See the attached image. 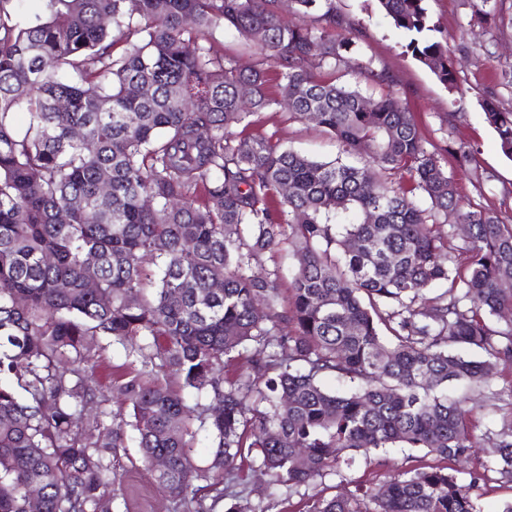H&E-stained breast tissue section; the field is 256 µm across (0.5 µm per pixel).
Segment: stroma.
I'll return each instance as SVG.
<instances>
[{"label": "stroma", "instance_id": "stroma-1", "mask_svg": "<svg viewBox=\"0 0 512 512\" xmlns=\"http://www.w3.org/2000/svg\"><path fill=\"white\" fill-rule=\"evenodd\" d=\"M342 14L360 21L368 53L376 64L392 70L407 92V103L414 113L423 138L437 149L444 150L456 142L469 143L476 152L480 170L492 174L489 185L479 186L470 168L448 161L445 169L460 186L463 204L487 208L500 217L512 219V160L500 149L496 133L488 126L478 104L488 90H497L505 104H512V86H502L501 72L512 68V0H504L503 24L472 26L469 0H428L431 17L439 26L455 59L461 89H447L426 68L405 51L406 40L380 12L376 0H335ZM494 47V59H486V47ZM247 134L271 139L282 147L292 148L309 156L334 160L338 153L335 138L315 124L290 120L275 110L255 113ZM490 391L499 392L490 407L474 410L470 428L480 438L470 463L459 468L457 478L469 483L472 472L484 477L475 489L483 512H501L505 502L512 500V481L500 474L484 471L483 466L495 455L494 448L484 440L485 434L512 427V367L501 368L491 376ZM434 456L410 448H388L370 457H356L350 468L341 472H325L309 484L269 489L266 478L248 479L251 458L236 460L234 472L246 476L239 497L223 493L220 487L207 486L201 494L213 512H228L234 503L261 505L265 512H311L314 503L336 494L340 481L350 485L379 484L396 471L435 464ZM123 466L122 493L116 496L114 512H188L187 506L163 495L157 488L152 471L146 469L137 448H127L121 455Z\"/></svg>", "mask_w": 512, "mask_h": 512}]
</instances>
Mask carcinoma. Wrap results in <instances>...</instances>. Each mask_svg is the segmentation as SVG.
Listing matches in <instances>:
<instances>
[{
    "label": "carcinoma",
    "instance_id": "1",
    "mask_svg": "<svg viewBox=\"0 0 512 512\" xmlns=\"http://www.w3.org/2000/svg\"><path fill=\"white\" fill-rule=\"evenodd\" d=\"M16 2L0 0V512H29L33 483L40 512H112L115 452L131 443L148 468L166 458L159 487L196 512H210L196 482L221 483L245 454L290 488L344 451L467 459L473 409L448 384L512 365V224L460 205L359 24L334 0H292L293 24L280 0H40L23 21ZM498 2L472 0L473 16L496 19ZM377 3L459 91L427 0ZM220 27L250 64L214 50ZM353 59L379 98L336 79ZM480 106L512 158V110ZM272 107L332 133L337 157L237 132ZM452 154L475 162L464 142ZM450 214L468 225L459 249L440 230ZM282 244L298 258L286 304L281 268L263 265ZM438 281L448 290L426 299ZM94 336L127 348L110 386L127 415L94 376ZM198 428L214 448L203 470ZM493 445L492 469L512 477V432ZM476 482L412 469L313 512H482Z\"/></svg>",
    "mask_w": 512,
    "mask_h": 512
}]
</instances>
